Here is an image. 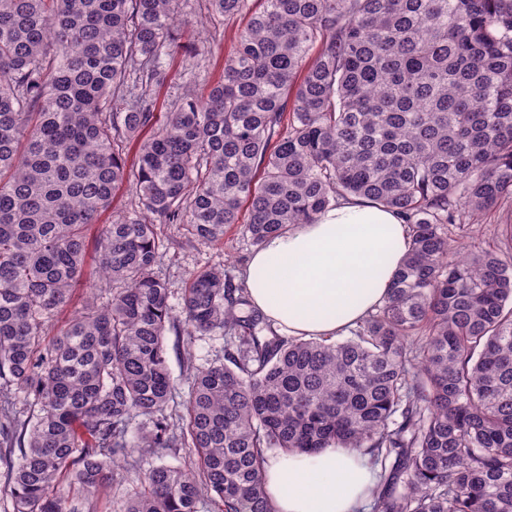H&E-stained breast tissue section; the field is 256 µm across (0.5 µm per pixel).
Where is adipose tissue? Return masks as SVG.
<instances>
[{"instance_id": "obj_1", "label": "adipose tissue", "mask_w": 512, "mask_h": 512, "mask_svg": "<svg viewBox=\"0 0 512 512\" xmlns=\"http://www.w3.org/2000/svg\"><path fill=\"white\" fill-rule=\"evenodd\" d=\"M408 243V228L394 213L339 202L313 223L289 225L251 256L250 303L278 332L343 335L381 304ZM263 479L274 512H356L376 483L367 458L336 446L277 455Z\"/></svg>"}]
</instances>
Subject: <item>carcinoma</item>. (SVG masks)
Segmentation results:
<instances>
[{"label":"carcinoma","instance_id":"carcinoma-1","mask_svg":"<svg viewBox=\"0 0 512 512\" xmlns=\"http://www.w3.org/2000/svg\"><path fill=\"white\" fill-rule=\"evenodd\" d=\"M208 0L249 16L224 80L159 119L155 87L191 32L181 0H0V464L12 512H273L272 449L358 448L372 512H512V221L504 245L450 228L512 204V0ZM136 141L132 169L125 150ZM100 280L70 302L87 229ZM398 213L410 246L344 341L242 317L222 269L182 297L154 275L156 225L200 241L249 212L260 246L339 200ZM108 294L102 302L103 294ZM224 336L180 396L166 333ZM186 415L173 422L170 405ZM23 408H18V404ZM184 454L173 464L164 453ZM137 477L127 480L124 472ZM112 220V210L102 213L98 219L97 224H91L89 226L88 230V237H89V256H88V262L85 269V278L87 280L93 281L97 280V273H96V267L94 262V245H95V239L101 232L103 225L108 224ZM125 487L111 483L99 488L92 496L94 512H111L113 507L116 508L124 495Z\"/></svg>","mask_w":512,"mask_h":512}]
</instances>
